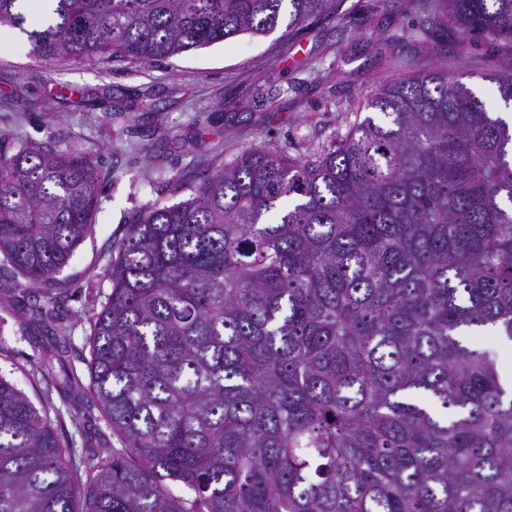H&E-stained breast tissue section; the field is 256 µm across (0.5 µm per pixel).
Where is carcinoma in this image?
I'll return each instance as SVG.
<instances>
[{"label":"carcinoma","mask_w":512,"mask_h":512,"mask_svg":"<svg viewBox=\"0 0 512 512\" xmlns=\"http://www.w3.org/2000/svg\"><path fill=\"white\" fill-rule=\"evenodd\" d=\"M464 39L512 49V0H438ZM342 0H45L33 54L151 64L286 36ZM28 0H0L23 29ZM504 104L512 70L489 69ZM312 156L268 144L169 180L95 298L88 382L57 374L59 274L92 233L82 150L0 138V272L33 297L42 376L122 445L88 453L0 375V512H512V124L433 71L387 85ZM179 483L191 496L177 495Z\"/></svg>","instance_id":"cac0c4a2"}]
</instances>
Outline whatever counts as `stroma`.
Listing matches in <instances>:
<instances>
[{
	"mask_svg": "<svg viewBox=\"0 0 512 512\" xmlns=\"http://www.w3.org/2000/svg\"><path fill=\"white\" fill-rule=\"evenodd\" d=\"M419 0H343L339 15L293 40L242 34L167 61H61L36 58L25 34L0 30V138L50 147L76 146L102 176L95 227L62 276L58 314L72 328L67 359L79 375L93 312L91 286L108 287V264L132 217L154 203H174L169 180L230 161L258 144L312 154L365 115L384 84L437 69L476 88L493 112L502 102L481 72L512 68V49L487 38L460 42L454 29L412 40L426 25ZM0 276V373L36 406L58 413L60 437L76 448L117 446L87 400L56 391L36 371L42 332L28 321V301Z\"/></svg>",
	"mask_w": 512,
	"mask_h": 512,
	"instance_id": "obj_1",
	"label": "stroma"
}]
</instances>
